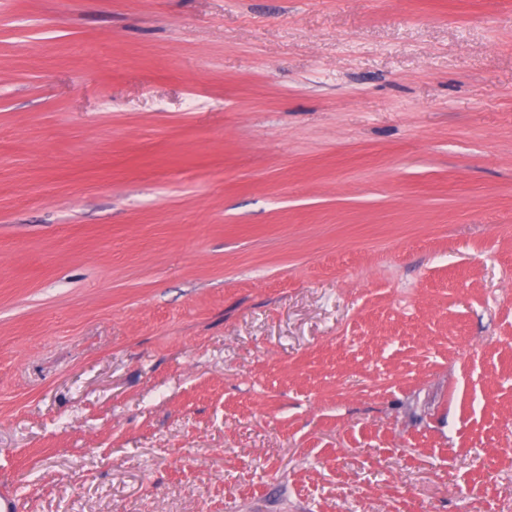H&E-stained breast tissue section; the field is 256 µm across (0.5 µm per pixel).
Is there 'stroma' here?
Wrapping results in <instances>:
<instances>
[{
	"mask_svg": "<svg viewBox=\"0 0 512 512\" xmlns=\"http://www.w3.org/2000/svg\"><path fill=\"white\" fill-rule=\"evenodd\" d=\"M14 512H512V0H0Z\"/></svg>",
	"mask_w": 512,
	"mask_h": 512,
	"instance_id": "obj_1",
	"label": "stroma"
}]
</instances>
